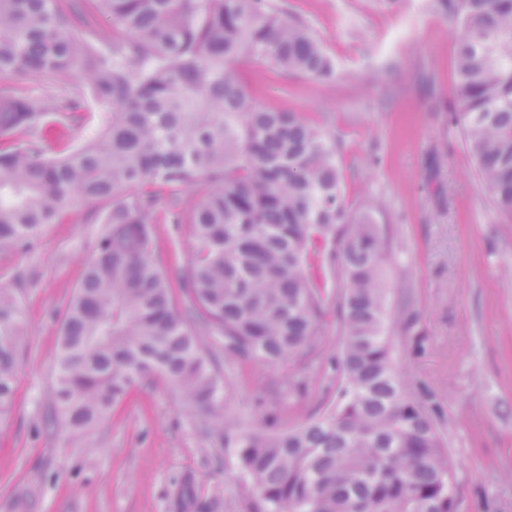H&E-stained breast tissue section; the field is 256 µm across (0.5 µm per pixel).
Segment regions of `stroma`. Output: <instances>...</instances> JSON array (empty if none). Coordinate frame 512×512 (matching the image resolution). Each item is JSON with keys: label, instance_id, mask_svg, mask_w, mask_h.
<instances>
[{"label": "stroma", "instance_id": "stroma-1", "mask_svg": "<svg viewBox=\"0 0 512 512\" xmlns=\"http://www.w3.org/2000/svg\"><path fill=\"white\" fill-rule=\"evenodd\" d=\"M321 40L336 69L322 82L248 71L265 107L302 113L335 135L344 193L383 204L389 241L383 283L399 370L432 393L459 479L460 512H512V221L501 216L443 103L455 97L458 23L433 0H284ZM108 112L85 98L67 143L93 139ZM97 204L70 209L27 250L0 251V286L19 295L24 334L16 394L0 415V512H251L256 495L224 464L180 392L156 380L135 390L93 433L51 434L59 315L93 259ZM193 256L190 225L161 224L153 258L170 276ZM336 311L328 309L309 383L299 360L245 365L217 337L224 413L282 432L336 396ZM307 381L305 394L289 380ZM34 486L33 506L21 492Z\"/></svg>", "mask_w": 512, "mask_h": 512}]
</instances>
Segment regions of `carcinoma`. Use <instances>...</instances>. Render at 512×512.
<instances>
[{
    "instance_id": "1",
    "label": "carcinoma",
    "mask_w": 512,
    "mask_h": 512,
    "mask_svg": "<svg viewBox=\"0 0 512 512\" xmlns=\"http://www.w3.org/2000/svg\"><path fill=\"white\" fill-rule=\"evenodd\" d=\"M457 18L449 122L499 213L512 220V0H436ZM105 19L120 37L103 39ZM332 80L309 25L275 0H0V78L84 76L109 109L98 137L60 157L44 144L83 98L0 87V249L23 248L79 204L103 201L95 257L69 301L46 425L93 432L134 388L163 379L251 482L257 512H459L458 479L428 395L396 368L379 204L353 207L341 149L297 112L261 106L242 65ZM197 189L186 211L180 194ZM158 224H188L178 277L152 258ZM343 287L329 293L312 255ZM340 332L337 401L277 434L224 418V382L199 336L274 365L313 357L329 304ZM21 304L0 288V410L13 398Z\"/></svg>"
}]
</instances>
